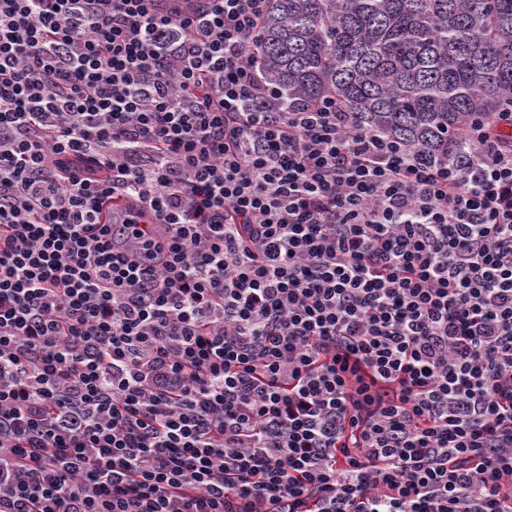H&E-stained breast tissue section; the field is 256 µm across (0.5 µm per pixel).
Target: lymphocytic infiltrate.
Segmentation results:
<instances>
[{
	"mask_svg": "<svg viewBox=\"0 0 512 512\" xmlns=\"http://www.w3.org/2000/svg\"><path fill=\"white\" fill-rule=\"evenodd\" d=\"M267 0H0V512H512V142L267 110Z\"/></svg>",
	"mask_w": 512,
	"mask_h": 512,
	"instance_id": "obj_1",
	"label": "lymphocytic infiltrate"
}]
</instances>
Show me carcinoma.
<instances>
[{
	"label": "carcinoma",
	"mask_w": 512,
	"mask_h": 512,
	"mask_svg": "<svg viewBox=\"0 0 512 512\" xmlns=\"http://www.w3.org/2000/svg\"><path fill=\"white\" fill-rule=\"evenodd\" d=\"M255 59L277 108L331 97L430 163L474 166L466 125L512 108V0H267Z\"/></svg>",
	"instance_id": "obj_1"
}]
</instances>
